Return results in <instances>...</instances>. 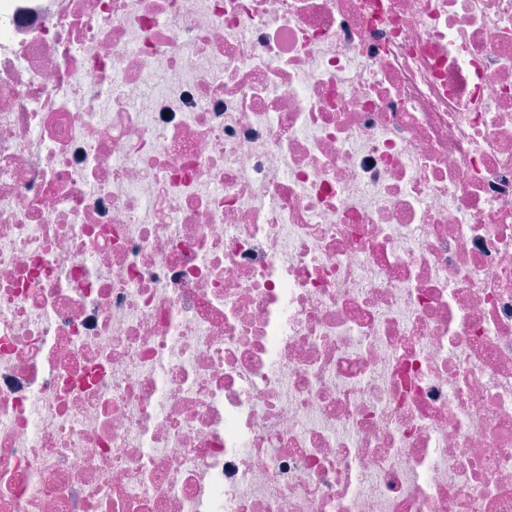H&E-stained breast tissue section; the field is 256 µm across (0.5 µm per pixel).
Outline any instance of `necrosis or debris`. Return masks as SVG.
<instances>
[{"mask_svg":"<svg viewBox=\"0 0 512 512\" xmlns=\"http://www.w3.org/2000/svg\"><path fill=\"white\" fill-rule=\"evenodd\" d=\"M0 512H512V0H0Z\"/></svg>","mask_w":512,"mask_h":512,"instance_id":"1","label":"necrosis or debris"}]
</instances>
